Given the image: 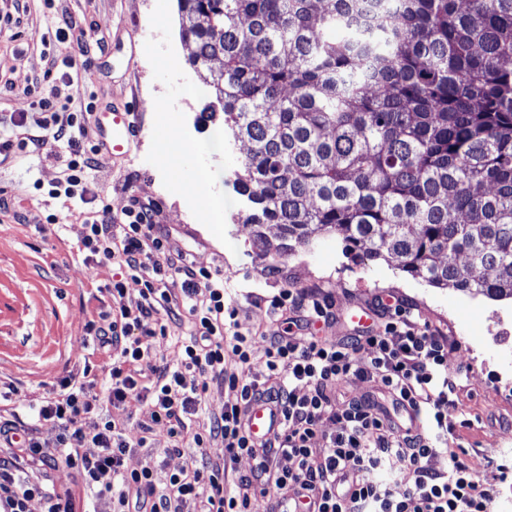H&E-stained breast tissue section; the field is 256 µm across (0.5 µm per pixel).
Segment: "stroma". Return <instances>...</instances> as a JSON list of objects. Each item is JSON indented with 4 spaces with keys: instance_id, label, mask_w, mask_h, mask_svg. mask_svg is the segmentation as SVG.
<instances>
[{
    "instance_id": "35a3bbf8",
    "label": "stroma",
    "mask_w": 512,
    "mask_h": 512,
    "mask_svg": "<svg viewBox=\"0 0 512 512\" xmlns=\"http://www.w3.org/2000/svg\"><path fill=\"white\" fill-rule=\"evenodd\" d=\"M63 17L75 23L70 36L82 39L83 49L56 41L42 45V35L54 32ZM97 37L104 39V48L94 45ZM191 50L181 36L177 0H0L1 120L31 111L33 102L59 86L65 73L79 80L70 111L126 101L137 113L130 154L96 155L90 174L94 197L88 204L67 207L50 198L62 159L24 154L0 165V196L20 200L25 213L21 221L0 213V415L37 426L45 441L54 440L57 427L34 422L32 406L68 371L87 360L102 362L87 329L90 311L110 312L107 289L113 280L123 279L130 305L139 300L142 287L141 280L121 278L117 264H88L77 253L84 234L78 214L86 208L106 206L118 216L129 196L153 200L172 246L188 253L196 266L219 269L224 298L236 308L243 333L271 324L269 303L285 288L321 289L333 296L344 317L351 306L377 293L392 294L433 317L435 326L452 330L458 340L493 305L490 299L412 278L392 261L351 260L336 235L282 257L265 254L252 249V227L243 223L236 207L225 211L223 223H200L201 203L192 183L196 170L221 172L212 195L234 196L233 181L246 147L229 141L215 156L185 154L184 144L224 124L223 113L204 117L209 94L192 92L201 80L187 62ZM52 214L58 217L53 224L47 221ZM227 234L238 242L231 259L218 244ZM463 364L469 371L457 379L455 406L448 412L455 436L448 444L465 449L480 476L505 472L496 489H510L512 387L501 383L496 363L460 347L449 352V371ZM170 445L167 425L155 424L146 445H136L125 464L152 468L163 480L201 456L224 454L216 441L203 449L187 443L177 452Z\"/></svg>"
}]
</instances>
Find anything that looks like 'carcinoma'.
Returning <instances> with one entry per match:
<instances>
[{
  "label": "carcinoma",
  "mask_w": 512,
  "mask_h": 512,
  "mask_svg": "<svg viewBox=\"0 0 512 512\" xmlns=\"http://www.w3.org/2000/svg\"><path fill=\"white\" fill-rule=\"evenodd\" d=\"M177 2L247 145L253 247L266 224L285 252L338 234L352 259L512 300V0Z\"/></svg>",
  "instance_id": "obj_1"
}]
</instances>
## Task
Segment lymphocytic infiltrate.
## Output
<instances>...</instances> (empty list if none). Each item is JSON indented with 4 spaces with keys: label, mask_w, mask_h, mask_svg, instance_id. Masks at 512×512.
<instances>
[{
    "label": "lymphocytic infiltrate",
    "mask_w": 512,
    "mask_h": 512,
    "mask_svg": "<svg viewBox=\"0 0 512 512\" xmlns=\"http://www.w3.org/2000/svg\"><path fill=\"white\" fill-rule=\"evenodd\" d=\"M37 105L38 116L19 115L11 121L12 133H0V164L18 153L63 146L69 159L52 194L86 200L99 151L87 141L93 111L69 112L55 90ZM156 214L152 201L137 196L118 218L106 207L84 213L78 253L88 263L116 262L140 279V299L127 305L123 282H113L108 326L88 320L99 354L110 356L118 345L122 357L106 375L87 364L51 387L35 413L57 425L53 444L20 430L16 421L0 420V512H30L35 499L43 501L45 512H86L92 495L104 512H183L196 499L199 512H251L258 495L274 498L273 512H491V483L448 447L456 389L448 371V352L455 346L450 336L414 317L403 300H379L372 326L329 343L316 331L337 323L335 300L317 289L286 288L270 304L279 326L267 334L264 364L250 371L253 337L237 331L219 272L172 252ZM181 311L192 333L179 347L177 364L154 363L151 341L167 328H150V319ZM364 349L369 357L362 360L358 354ZM229 359L243 365V373L227 371ZM355 380L370 389L351 398L344 388ZM213 382L227 392L224 408L194 428L191 419ZM262 397L281 424L258 444L247 435L243 417L246 405ZM104 399L144 406L143 433L163 422L175 444L189 438L202 448L217 441L224 454L192 462L162 482L152 469H127L126 427L102 417ZM424 412L431 415V430L411 433L407 417ZM327 419L338 423V431H323ZM443 451L449 457L444 474L428 466ZM279 455L293 460V467L276 468ZM243 457L253 462L249 473L232 476ZM393 457L399 468H389ZM60 468L74 474L61 489L49 481Z\"/></svg>",
    "instance_id": "f902f5d3"
}]
</instances>
